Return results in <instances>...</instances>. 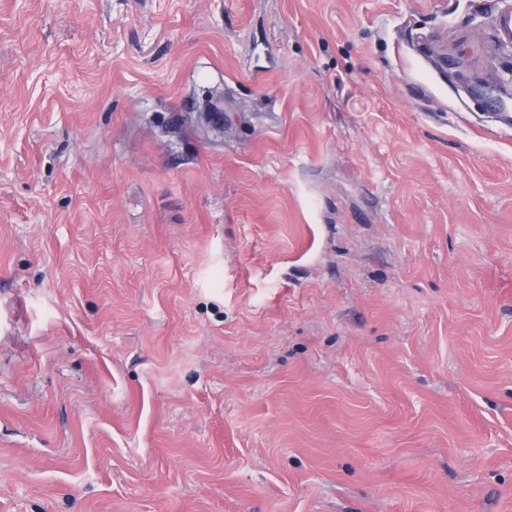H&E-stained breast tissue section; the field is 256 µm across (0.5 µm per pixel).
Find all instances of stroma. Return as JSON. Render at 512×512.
<instances>
[{"mask_svg": "<svg viewBox=\"0 0 512 512\" xmlns=\"http://www.w3.org/2000/svg\"><path fill=\"white\" fill-rule=\"evenodd\" d=\"M512 0H0V512H512Z\"/></svg>", "mask_w": 512, "mask_h": 512, "instance_id": "35a3bbf8", "label": "stroma"}]
</instances>
